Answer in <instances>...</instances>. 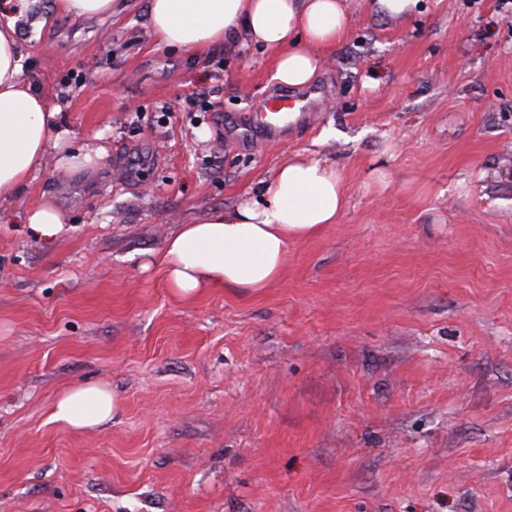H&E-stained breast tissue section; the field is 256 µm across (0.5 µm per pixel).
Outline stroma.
<instances>
[{"label":"stroma","mask_w":512,"mask_h":512,"mask_svg":"<svg viewBox=\"0 0 512 512\" xmlns=\"http://www.w3.org/2000/svg\"><path fill=\"white\" fill-rule=\"evenodd\" d=\"M51 2L16 23L24 76L106 155L0 204V512H512V7L354 0L311 118L246 142L224 118L277 92L261 47ZM295 152L342 171L340 222L261 292L175 295L150 256ZM86 381L112 421L52 423ZM26 221L34 236L45 244L53 242L65 230L62 214L49 202L29 209Z\"/></svg>","instance_id":"35a3bbf8"}]
</instances>
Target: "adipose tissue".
Returning <instances> with one entry per match:
<instances>
[{
	"instance_id": "obj_1",
	"label": "adipose tissue",
	"mask_w": 512,
	"mask_h": 512,
	"mask_svg": "<svg viewBox=\"0 0 512 512\" xmlns=\"http://www.w3.org/2000/svg\"><path fill=\"white\" fill-rule=\"evenodd\" d=\"M34 2L7 0L0 9V202L69 138L23 75L16 22ZM148 19L157 43L191 54L247 37L267 51L274 80L295 88L315 78L351 26L348 0H148ZM346 207L336 164L297 154L260 180L255 194L182 225L154 263L184 298L218 287L254 292L281 277L289 242L338 223ZM116 409L108 385L83 382L56 396L51 419L83 432L111 422Z\"/></svg>"
}]
</instances>
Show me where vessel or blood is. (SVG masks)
Segmentation results:
<instances>
[{
  "label": "vessel or blood",
  "instance_id": "vessel-or-blood-1",
  "mask_svg": "<svg viewBox=\"0 0 512 512\" xmlns=\"http://www.w3.org/2000/svg\"><path fill=\"white\" fill-rule=\"evenodd\" d=\"M314 100L304 95L294 97L285 93L270 96L258 112L247 114L242 121V134L251 138L257 135L276 136L298 125L312 109Z\"/></svg>",
  "mask_w": 512,
  "mask_h": 512
}]
</instances>
